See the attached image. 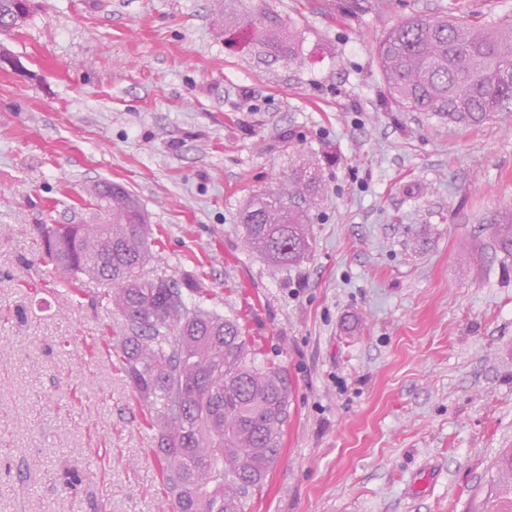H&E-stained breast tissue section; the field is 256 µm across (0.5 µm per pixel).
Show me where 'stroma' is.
<instances>
[{
  "label": "stroma",
  "instance_id": "stroma-1",
  "mask_svg": "<svg viewBox=\"0 0 512 512\" xmlns=\"http://www.w3.org/2000/svg\"><path fill=\"white\" fill-rule=\"evenodd\" d=\"M265 15L271 61L224 33ZM512 19V0H42L0 69V512H162L156 431L107 291L41 224H98L122 185L148 272L239 319L288 376L280 457L251 512H470L512 448V112L475 127L385 101L376 45L412 16ZM323 182L312 252L272 271L240 214L294 165ZM243 29L244 36L248 41L259 42L267 47V52L274 57L287 56L295 59L297 57L295 48L292 46L293 40L288 34L287 37L277 30L269 27L265 19L255 18L246 21H240L237 18H224L225 31H238Z\"/></svg>",
  "mask_w": 512,
  "mask_h": 512
}]
</instances>
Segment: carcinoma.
<instances>
[{
    "mask_svg": "<svg viewBox=\"0 0 512 512\" xmlns=\"http://www.w3.org/2000/svg\"><path fill=\"white\" fill-rule=\"evenodd\" d=\"M34 0H0V33L23 26ZM224 29L267 47L274 57L297 58L293 40L265 19H224ZM377 57L388 97L403 111L438 112L448 122L475 126L512 109V23H475L413 16L387 30ZM322 191L314 168L288 174V190L263 194L240 214L246 243L269 263L286 269L310 252L307 212ZM108 223L93 232L83 224H58L42 238L44 254L70 288L80 278L108 290L121 320L119 358L133 391L158 434L162 480L171 499L166 512H249L273 469L288 420L286 376L252 350L235 319L221 317L186 295L189 278L154 276L148 231L139 203L121 185L93 190ZM498 248L512 255V216L495 225ZM475 512H512V448L494 464Z\"/></svg>",
    "mask_w": 512,
    "mask_h": 512,
    "instance_id": "carcinoma-1",
    "label": "carcinoma"
}]
</instances>
